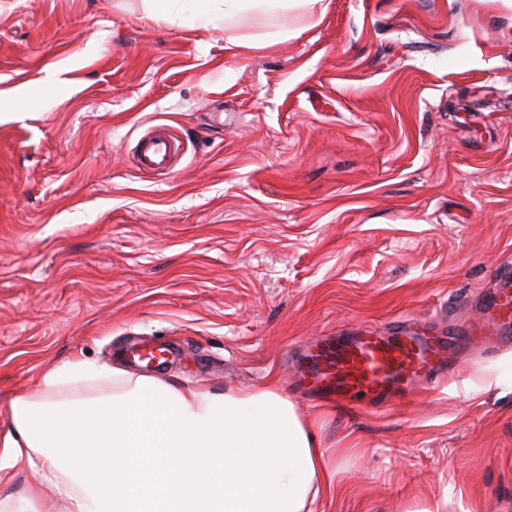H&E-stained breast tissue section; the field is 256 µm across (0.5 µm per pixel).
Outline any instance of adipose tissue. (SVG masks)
Returning a JSON list of instances; mask_svg holds the SVG:
<instances>
[{
    "mask_svg": "<svg viewBox=\"0 0 512 512\" xmlns=\"http://www.w3.org/2000/svg\"><path fill=\"white\" fill-rule=\"evenodd\" d=\"M315 0H196L209 24L259 10L273 15ZM111 381L83 396V381ZM64 448L111 455L108 488L96 472H75ZM343 451L324 447L273 383L216 393L90 362L48 372L33 393L15 398L0 432V512H34L41 485L54 486L67 512H315L336 495ZM36 473L26 494L6 490L18 468Z\"/></svg>",
    "mask_w": 512,
    "mask_h": 512,
    "instance_id": "adipose-tissue-1",
    "label": "adipose tissue"
}]
</instances>
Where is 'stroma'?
I'll use <instances>...</instances> for the list:
<instances>
[{
	"instance_id": "obj_1",
	"label": "stroma",
	"mask_w": 512,
	"mask_h": 512,
	"mask_svg": "<svg viewBox=\"0 0 512 512\" xmlns=\"http://www.w3.org/2000/svg\"><path fill=\"white\" fill-rule=\"evenodd\" d=\"M156 127L180 144L167 176L134 159ZM505 263L512 0L207 26L142 0H0V429L67 362L272 380L346 451L320 512H512V349L472 346L385 410L295 391L306 341L462 326Z\"/></svg>"
}]
</instances>
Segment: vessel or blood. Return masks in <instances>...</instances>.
I'll use <instances>...</instances> for the list:
<instances>
[{"label":"vessel or blood","instance_id":"b4317fda","mask_svg":"<svg viewBox=\"0 0 512 512\" xmlns=\"http://www.w3.org/2000/svg\"><path fill=\"white\" fill-rule=\"evenodd\" d=\"M173 151L172 138L146 133L138 144V167L168 171ZM473 341L497 350L512 347L511 270L485 296L482 314L460 332L426 326L412 333L397 325L383 335L363 332L308 346L296 362V388L335 395L340 406L365 400L381 408L412 383L442 374L447 359Z\"/></svg>","mask_w":512,"mask_h":512}]
</instances>
